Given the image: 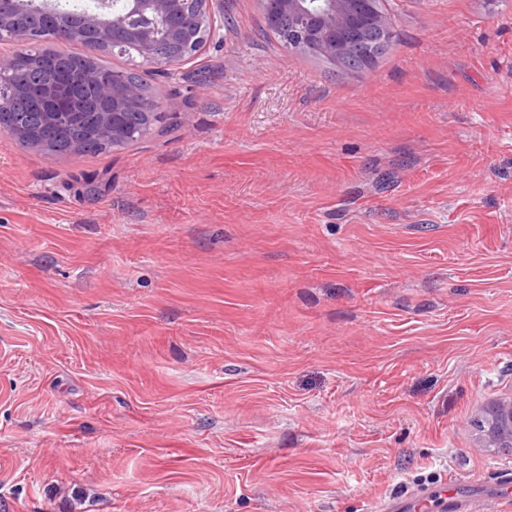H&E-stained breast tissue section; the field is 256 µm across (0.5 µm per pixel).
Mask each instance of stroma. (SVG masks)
I'll list each match as a JSON object with an SVG mask.
<instances>
[{
  "label": "stroma",
  "instance_id": "obj_1",
  "mask_svg": "<svg viewBox=\"0 0 512 512\" xmlns=\"http://www.w3.org/2000/svg\"><path fill=\"white\" fill-rule=\"evenodd\" d=\"M330 73L259 0L139 144L0 133V512H367L493 484L512 400V0H386Z\"/></svg>",
  "mask_w": 512,
  "mask_h": 512
}]
</instances>
